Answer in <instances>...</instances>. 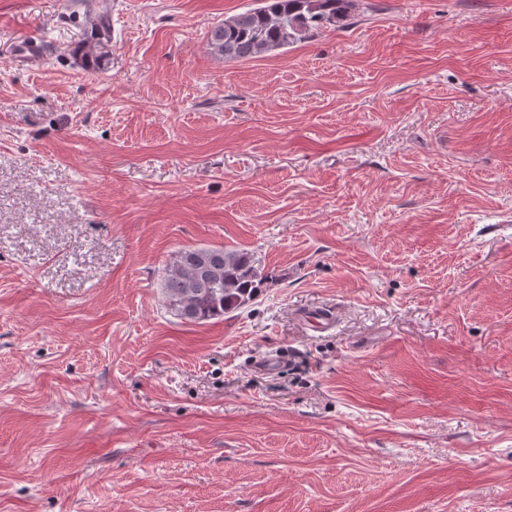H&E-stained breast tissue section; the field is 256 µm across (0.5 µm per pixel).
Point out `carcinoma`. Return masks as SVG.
<instances>
[{"label": "carcinoma", "mask_w": 512, "mask_h": 512, "mask_svg": "<svg viewBox=\"0 0 512 512\" xmlns=\"http://www.w3.org/2000/svg\"><path fill=\"white\" fill-rule=\"evenodd\" d=\"M261 6L224 19L210 33L211 49L230 59H251L288 47L321 31L349 25L355 0H260ZM87 38L88 70L105 69L111 54L110 7L98 5L95 29ZM268 276L254 254L224 246L178 251L167 265L162 292L176 316L203 323L254 299Z\"/></svg>", "instance_id": "1"}]
</instances>
